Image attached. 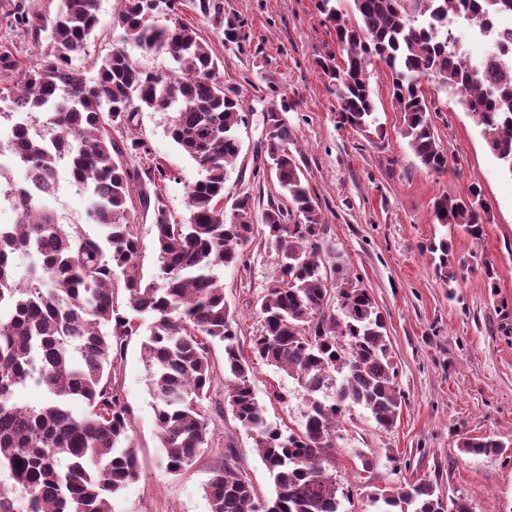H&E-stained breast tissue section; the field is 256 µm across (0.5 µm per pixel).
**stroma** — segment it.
I'll return each mask as SVG.
<instances>
[{
  "label": "stroma",
  "instance_id": "1",
  "mask_svg": "<svg viewBox=\"0 0 512 512\" xmlns=\"http://www.w3.org/2000/svg\"><path fill=\"white\" fill-rule=\"evenodd\" d=\"M181 0L178 21L194 25L217 58L225 84L237 87L245 105L238 134L241 151L229 166L225 197L247 194L265 201L278 196L273 180H254L256 147L264 137L263 115L272 104L287 101L288 122L295 132L290 149L325 214L327 231L322 258L338 257L344 274L359 278L386 312L392 354L403 394L402 412L389 431L378 429L362 409L352 411L336 442V479L349 497L343 512H370L365 492L384 485L426 479L444 493L464 498L471 512H512V175L487 149L480 129L455 96L426 85L439 105L431 119L448 154L440 173L422 170L400 133V114L389 93L385 64L369 67V82L384 137L344 124L336 89L316 61L336 52L333 28L323 24L315 0ZM58 0H0V46L12 48L26 63L42 60L48 35L32 40L16 27L15 12L54 14ZM120 0H98L100 24L75 63L86 80H95L103 58L122 46L113 20ZM245 21L246 41L225 45L224 19ZM171 113H138L128 133L144 138L151 157L170 178L147 190H159L173 219L189 216L188 192L204 176L198 164L168 134ZM58 194L49 206L63 224H79L93 236L101 228L87 219V196L60 175ZM480 185L492 205L491 221L481 239L462 229L453 233L457 259L472 268L466 278L447 283L436 277L422 248L440 237L434 203L440 197L466 196ZM247 268L219 272L224 302L239 324L241 336L259 332L257 301L278 273L274 246L257 236L247 246ZM494 266L497 292H490L479 271ZM122 384L133 411V434L142 464L141 479L111 500L112 512H210L204 486L213 467L235 448L243 476L260 496L274 485L247 433L228 417L217 419L207 453L181 475L166 472L157 438L154 400L140 338L126 349ZM253 387L267 418L281 428H298L305 411L303 390L284 372L256 363ZM490 436L506 446L500 456L462 453L466 437ZM374 456L363 470L357 451Z\"/></svg>",
  "mask_w": 512,
  "mask_h": 512
}]
</instances>
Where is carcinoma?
I'll list each match as a JSON object with an SVG mask.
<instances>
[{
  "label": "carcinoma",
  "mask_w": 512,
  "mask_h": 512,
  "mask_svg": "<svg viewBox=\"0 0 512 512\" xmlns=\"http://www.w3.org/2000/svg\"><path fill=\"white\" fill-rule=\"evenodd\" d=\"M468 21L486 24L488 13L511 9L512 0H461ZM176 0H123L114 24L123 46L106 55L94 83L74 65L99 24L98 0H60L52 16L21 12L15 22L51 49L25 66L0 46V119L29 113L40 135L17 126L0 148L20 160L28 180L0 169V193L11 198L16 221L0 225V512H111L112 497L140 480L139 449L131 435L121 373L128 341L142 336L148 382L166 468L187 470L209 448L214 382L211 347L224 348V410L253 441L273 479L275 494L263 499L239 474L234 449L205 484L211 512H341L333 450L353 408L368 411L389 431L402 410V393L385 315L360 280L337 282L340 266L326 265L320 240L326 232L322 205L289 148L294 131L288 105L267 109L265 138L257 152L265 163L253 176L269 175L283 201L268 202L261 233L281 256L279 275L258 300L262 329L243 342L224 303L216 270L247 265L245 247L255 233L254 200L224 199L226 166L240 153L238 127L245 123L239 90L224 85L219 65L196 29L150 18L174 12ZM325 25L333 26L339 55L317 61L336 85L342 120L379 131L368 67L378 60L391 75V97L402 118L401 135L420 166L440 173L448 155L432 125L436 102L422 82L459 95L501 166L512 175V68L489 55L467 65L448 38L456 0H316ZM242 19H224V41L245 38ZM167 54L173 67L145 72L131 50ZM175 112L170 136L206 171L188 193L190 218L171 221L160 195L135 190L141 176L125 156H148L140 137L112 132L133 124L137 113ZM87 194V217L98 236L81 225H63L45 204L56 194L60 166ZM152 212L158 245L154 280L142 274V251L128 206L131 193ZM491 205L479 185L465 197L435 203L438 222L460 227L479 240ZM436 274L455 281L465 262L455 261L448 233L426 246ZM28 259L19 274L16 258ZM125 304L119 305L118 295ZM152 317L141 335L143 315ZM250 355H245L244 348ZM275 366L304 389L306 410L289 433L270 422L253 385L252 362ZM33 382L45 393L39 405L16 399ZM335 384L333 396L326 395ZM86 411L74 416L70 402ZM505 445L473 437L460 450L501 455ZM376 512H470L427 480L378 487L366 494Z\"/></svg>",
  "instance_id": "carcinoma-1"
}]
</instances>
